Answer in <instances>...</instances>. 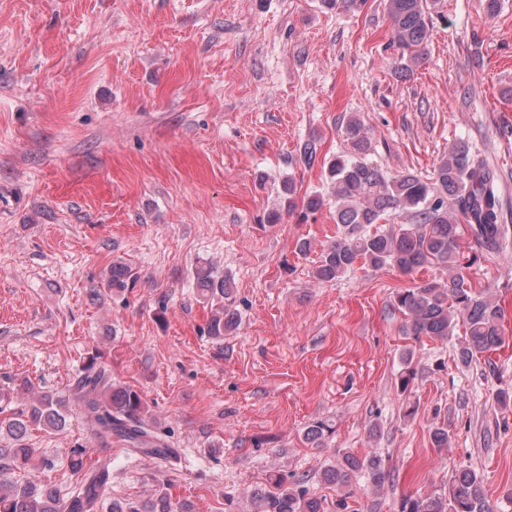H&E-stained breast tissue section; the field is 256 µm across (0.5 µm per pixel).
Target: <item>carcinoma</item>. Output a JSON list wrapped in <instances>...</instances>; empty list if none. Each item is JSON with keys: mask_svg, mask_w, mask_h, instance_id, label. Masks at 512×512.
I'll return each instance as SVG.
<instances>
[{"mask_svg": "<svg viewBox=\"0 0 512 512\" xmlns=\"http://www.w3.org/2000/svg\"><path fill=\"white\" fill-rule=\"evenodd\" d=\"M367 0H322L330 10L359 12ZM391 21V44L399 50L404 72L426 54L431 24L430 0H385ZM348 150L334 156L326 170L324 191L302 201L303 209L316 212L332 204L338 235L322 249L313 271L320 282H332L354 270L355 265L381 268L391 266L411 274L430 264L446 272V278L424 281L413 288L396 292L394 303L405 316V332L417 339L446 340L456 327H463L456 358L468 366L505 343L503 309L489 291L472 288L460 264L463 231L467 224L479 244L495 249L502 234L493 179L475 161L470 146L458 141L441 158L433 175L424 178L414 173L390 175L368 159L371 140L362 121L348 118L343 131ZM458 210L448 208V201ZM404 216L407 223L385 227L391 216ZM135 281L132 270L122 263L112 264L109 285L124 291ZM196 284L203 297L215 303L218 311L207 323V334L224 340L238 325L232 283L219 277L212 267L196 269ZM413 356L402 357L398 389L405 393L417 377ZM76 402L88 422L93 441L105 446L116 438L133 451L167 460L176 455L167 441L148 423L141 394L112 382L110 370L93 354L74 379L67 395L42 392L29 399L25 407L0 418V431L7 430L11 443L0 448V475L26 467L39 454L28 443L36 428L58 431L67 424L70 402ZM332 427L322 421L309 424L306 439L320 444ZM82 447L68 451V466L79 476L77 489L62 498L49 485L16 484L0 481V512H192L187 504H174L167 491L158 489L146 499L108 498L112 486L109 463H85ZM363 473L378 491L391 479L385 460L377 454L360 457L342 453L336 464L321 471V479L342 492L336 512L348 509L354 496L351 477ZM273 489L251 491L252 512H325L322 501L308 496L297 479L289 484L280 476L271 479ZM400 512H491L483 479L473 469H459L448 489L418 496H406Z\"/></svg>", "mask_w": 512, "mask_h": 512, "instance_id": "carcinoma-1", "label": "carcinoma"}]
</instances>
